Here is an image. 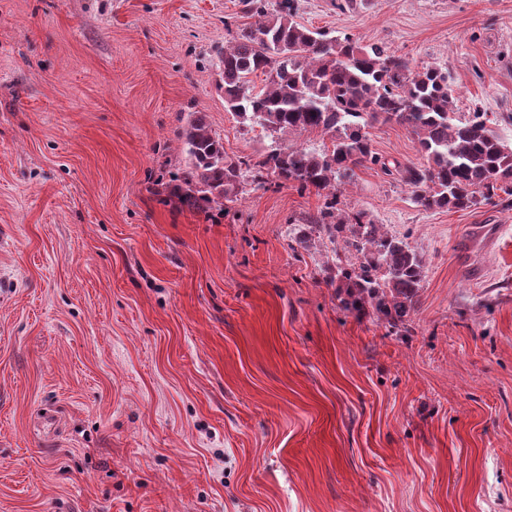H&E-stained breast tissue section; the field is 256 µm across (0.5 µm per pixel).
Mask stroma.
I'll return each mask as SVG.
<instances>
[{"mask_svg":"<svg viewBox=\"0 0 512 512\" xmlns=\"http://www.w3.org/2000/svg\"><path fill=\"white\" fill-rule=\"evenodd\" d=\"M240 0H0V512H512V207L340 199L426 263L409 331L341 308L322 205L270 178L175 207L178 133L224 108ZM297 22L446 68L512 141V0H298ZM374 151L423 161L395 124Z\"/></svg>","mask_w":512,"mask_h":512,"instance_id":"1","label":"stroma"}]
</instances>
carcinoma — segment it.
<instances>
[{
	"label": "carcinoma",
	"instance_id": "cac0c4a2",
	"mask_svg": "<svg viewBox=\"0 0 512 512\" xmlns=\"http://www.w3.org/2000/svg\"><path fill=\"white\" fill-rule=\"evenodd\" d=\"M295 0H240L243 16L217 51L224 107L244 126L258 125L281 139L316 133L329 139L320 150L277 145L249 163L224 152L206 115L191 113L182 131L186 166L171 190L190 209L224 210L238 201L245 184L262 185L274 176L315 190L321 208L294 225L303 248L325 234L340 245L325 265L336 283L340 306L398 330H408L418 302L425 264L420 255L383 229L367 212L341 208L340 188L367 164L396 171L425 210L465 211L499 194L512 196V142L489 126L484 112L456 116L450 75L437 67L415 68L377 44L349 36L329 37L294 20ZM262 72L256 89L249 76ZM405 128L425 157L424 165H394L372 149L368 128L376 123Z\"/></svg>",
	"mask_w": 512,
	"mask_h": 512
}]
</instances>
